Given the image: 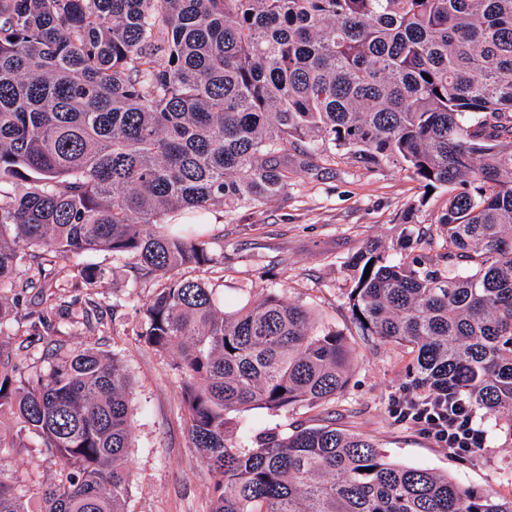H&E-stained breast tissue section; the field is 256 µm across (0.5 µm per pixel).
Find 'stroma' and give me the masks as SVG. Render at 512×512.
Here are the masks:
<instances>
[{"label":"stroma","instance_id":"obj_1","mask_svg":"<svg viewBox=\"0 0 512 512\" xmlns=\"http://www.w3.org/2000/svg\"><path fill=\"white\" fill-rule=\"evenodd\" d=\"M449 193L446 187L424 192L405 171L319 161L296 174L287 195L266 205L223 216L207 213L197 230L223 253L224 262L184 269L183 277L215 288L228 311L269 294L302 304L341 331L357 354L349 384L335 399L313 409L243 412L244 431L289 432L302 424L333 422L371 437L399 464L430 468L475 491L512 498V438L488 428L486 448L461 460L396 421L389 401L410 386L411 357L395 344L360 336L351 319L354 254L375 242L389 259H398L397 241L408 223L438 235L436 221ZM81 262L107 272L97 288L104 318L95 341L120 355L133 383V477L126 512H210L214 479L190 446L179 380L167 359L136 336L140 310L154 295L156 283L136 281L134 260L128 255L94 251L85 253ZM52 278L41 309L55 326L56 340L81 347L86 335L76 300L83 291L65 268L55 267ZM51 469L37 448L0 450V470L22 480H42Z\"/></svg>","mask_w":512,"mask_h":512}]
</instances>
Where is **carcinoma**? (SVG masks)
I'll use <instances>...</instances> for the list:
<instances>
[{"label": "carcinoma", "instance_id": "carcinoma-1", "mask_svg": "<svg viewBox=\"0 0 512 512\" xmlns=\"http://www.w3.org/2000/svg\"><path fill=\"white\" fill-rule=\"evenodd\" d=\"M338 155L453 187L441 243L406 228L398 261L355 254L351 317L413 355L414 388L512 436V0H0V283L26 293L27 270L96 250L165 280L137 336L180 378L211 512H512L334 422L239 435L245 410L336 397L355 351L277 295L224 310L181 276L224 254L169 226L264 205ZM74 272L86 314L106 271ZM18 302L0 295V337L42 323ZM52 355L31 374L0 350V448L35 436L54 466L27 497L0 472V512H125L127 368L90 342Z\"/></svg>", "mask_w": 512, "mask_h": 512}]
</instances>
